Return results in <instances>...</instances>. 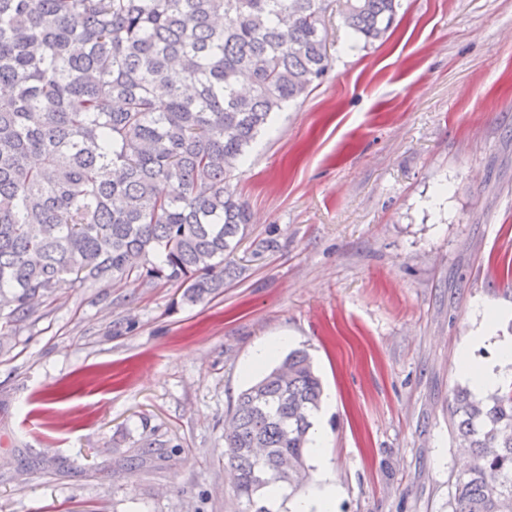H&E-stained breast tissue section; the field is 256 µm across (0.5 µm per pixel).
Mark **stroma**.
Instances as JSON below:
<instances>
[{"label":"stroma","instance_id":"stroma-1","mask_svg":"<svg viewBox=\"0 0 512 512\" xmlns=\"http://www.w3.org/2000/svg\"><path fill=\"white\" fill-rule=\"evenodd\" d=\"M325 24L327 76L232 181L223 294L103 281L0 328V512H241L224 423L283 331L336 396L338 512H450L459 353L512 308V0H400L376 42ZM278 336L279 337L274 340L260 343L255 347L252 353V359L249 366V370L261 367L266 362L275 357L283 347L289 345L292 342V339L289 337L288 332H285Z\"/></svg>","mask_w":512,"mask_h":512}]
</instances>
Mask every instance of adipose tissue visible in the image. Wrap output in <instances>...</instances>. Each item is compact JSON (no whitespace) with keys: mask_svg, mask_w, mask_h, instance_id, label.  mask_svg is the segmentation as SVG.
Listing matches in <instances>:
<instances>
[{"mask_svg":"<svg viewBox=\"0 0 512 512\" xmlns=\"http://www.w3.org/2000/svg\"><path fill=\"white\" fill-rule=\"evenodd\" d=\"M487 327L472 336L469 344L461 352L463 368L471 380L476 395H485L500 388L508 374L512 373V338H496L494 328L502 319L503 313L495 307L484 310ZM493 345L491 356L476 359L475 353L486 345Z\"/></svg>","mask_w":512,"mask_h":512,"instance_id":"adipose-tissue-1","label":"adipose tissue"}]
</instances>
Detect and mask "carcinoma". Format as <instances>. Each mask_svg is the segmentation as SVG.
Wrapping results in <instances>:
<instances>
[{
  "instance_id": "1",
  "label": "carcinoma",
  "mask_w": 512,
  "mask_h": 512,
  "mask_svg": "<svg viewBox=\"0 0 512 512\" xmlns=\"http://www.w3.org/2000/svg\"><path fill=\"white\" fill-rule=\"evenodd\" d=\"M348 28L384 37L398 0H338ZM328 0H0V316L31 320L58 289L178 281L224 291L250 223L231 189L272 115L329 70ZM167 91L159 106L155 90ZM322 397L294 350L242 390L224 461L244 512L304 468ZM471 453L451 512H512V385L453 390ZM265 475L261 489L255 478Z\"/></svg>"
}]
</instances>
